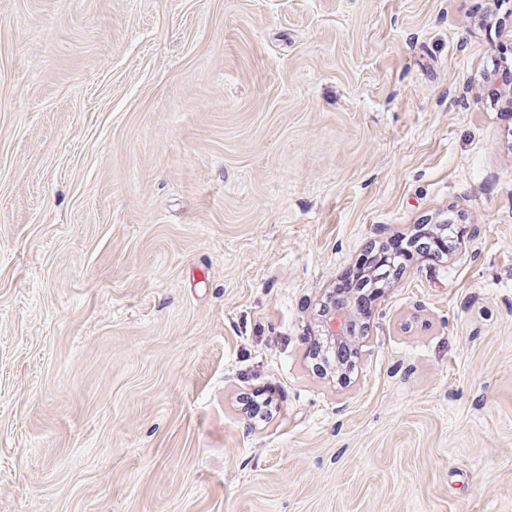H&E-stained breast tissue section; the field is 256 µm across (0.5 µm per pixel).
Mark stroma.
I'll use <instances>...</instances> for the list:
<instances>
[{"label": "stroma", "instance_id": "35a3bbf8", "mask_svg": "<svg viewBox=\"0 0 512 512\" xmlns=\"http://www.w3.org/2000/svg\"><path fill=\"white\" fill-rule=\"evenodd\" d=\"M504 46L512 0H0V512H512ZM451 213L323 374L338 274Z\"/></svg>", "mask_w": 512, "mask_h": 512}]
</instances>
